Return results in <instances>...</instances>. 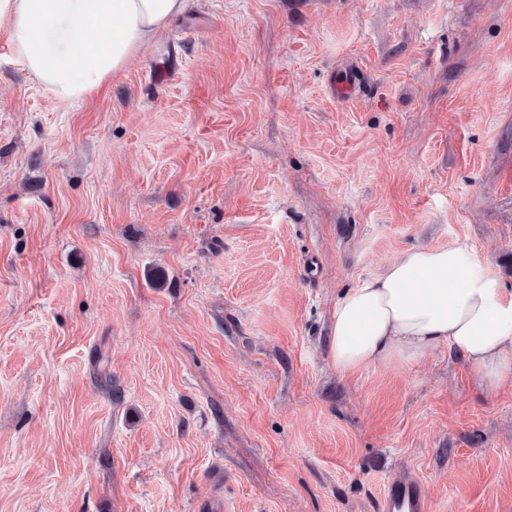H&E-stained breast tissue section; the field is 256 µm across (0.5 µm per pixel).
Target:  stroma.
Segmentation results:
<instances>
[{"instance_id":"stroma-1","label":"stroma","mask_w":512,"mask_h":512,"mask_svg":"<svg viewBox=\"0 0 512 512\" xmlns=\"http://www.w3.org/2000/svg\"><path fill=\"white\" fill-rule=\"evenodd\" d=\"M451 243L512 289V0H193L80 103L0 33V512H512V386L330 358ZM379 512H427L428 498L424 487L405 475L393 476L379 501Z\"/></svg>"}]
</instances>
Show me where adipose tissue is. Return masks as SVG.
<instances>
[{
	"label": "adipose tissue",
	"instance_id": "adipose-tissue-1",
	"mask_svg": "<svg viewBox=\"0 0 512 512\" xmlns=\"http://www.w3.org/2000/svg\"><path fill=\"white\" fill-rule=\"evenodd\" d=\"M188 0H0L27 72L52 99L77 103L158 41ZM447 348L481 385H512V290L466 246H416L344 289L330 323L339 375L407 366Z\"/></svg>",
	"mask_w": 512,
	"mask_h": 512
}]
</instances>
